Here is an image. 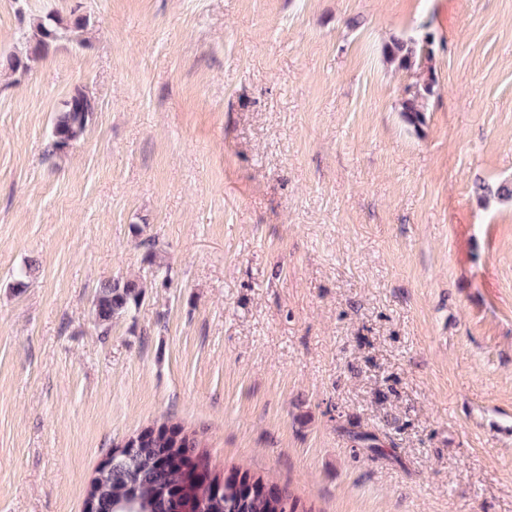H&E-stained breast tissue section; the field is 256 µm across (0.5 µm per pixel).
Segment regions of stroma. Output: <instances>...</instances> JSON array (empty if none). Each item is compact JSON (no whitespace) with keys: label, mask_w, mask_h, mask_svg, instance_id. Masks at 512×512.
<instances>
[{"label":"stroma","mask_w":512,"mask_h":512,"mask_svg":"<svg viewBox=\"0 0 512 512\" xmlns=\"http://www.w3.org/2000/svg\"><path fill=\"white\" fill-rule=\"evenodd\" d=\"M50 12L87 25L0 69V512H83L167 423L303 512H512V202L474 192L512 181V0H0V57ZM426 25L416 129L384 48ZM63 106L52 128L48 147L52 155L67 151L82 137L98 107L95 99L83 90H77ZM146 288L138 279L105 281L98 288L92 302V315L102 333L112 327V320L137 306L145 296Z\"/></svg>","instance_id":"35a3bbf8"}]
</instances>
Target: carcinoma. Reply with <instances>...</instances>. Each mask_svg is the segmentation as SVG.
Masks as SVG:
<instances>
[{
	"label": "carcinoma",
	"instance_id": "obj_1",
	"mask_svg": "<svg viewBox=\"0 0 512 512\" xmlns=\"http://www.w3.org/2000/svg\"><path fill=\"white\" fill-rule=\"evenodd\" d=\"M84 27L83 18L78 16L70 23H64L54 13L37 20L33 34L21 33L24 51L10 54L4 61V69L12 72L27 71L30 60L46 52L50 43L71 29ZM435 34L431 31L419 39L395 40L387 47L389 61L398 67L411 70L422 59H431ZM435 84L433 70H428V79L423 92L408 94L401 102V112L408 123L418 127L425 121V111L419 99L423 94L432 93ZM97 110L95 99L83 90L76 91L65 103L55 119L48 152L51 155L63 153L71 148L84 134L91 117ZM480 198L495 197L500 200L512 199V182H501L490 186L476 187ZM145 296L144 284L138 279L106 281L100 285L92 302L95 323L106 333L112 327V320L137 306ZM199 471L208 473L209 480H189L177 471L161 470L156 462L129 466L120 464L112 471V485L129 491L142 501L156 498L160 512H298L297 501L283 489L273 495L265 492L271 483L246 472H232L224 477V499H209V481L218 479L210 473L202 453L194 458Z\"/></svg>",
	"mask_w": 512,
	"mask_h": 512
}]
</instances>
